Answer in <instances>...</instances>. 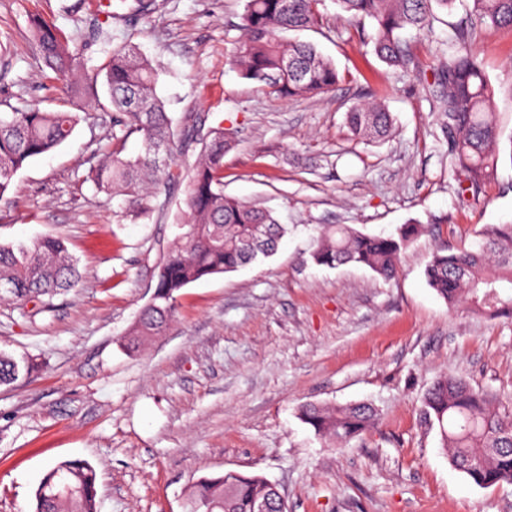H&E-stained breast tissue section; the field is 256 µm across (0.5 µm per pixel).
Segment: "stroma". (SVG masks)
Segmentation results:
<instances>
[{"mask_svg":"<svg viewBox=\"0 0 512 512\" xmlns=\"http://www.w3.org/2000/svg\"><path fill=\"white\" fill-rule=\"evenodd\" d=\"M126 0H0V112L59 109L60 82L32 40L31 16L67 39L91 20L113 42L140 45L160 72L176 127L198 139L230 128L224 192L272 210L288 227L277 252L202 280L177 297L173 321L135 351L123 338L155 286L154 271L185 219L198 148L174 154L179 180L148 216L87 175L114 148L108 99L90 101L73 137L14 177L0 207V245L64 240L76 288L35 304L0 298V352L32 370L0 385V512H32L47 469L82 460L98 475V512H184L198 477L257 473L288 512H512V484L481 488L456 470L423 415L432 381L458 373L512 395V319L449 309L424 269L440 245L463 248L488 224L512 221V30L482 34L479 57L500 99L497 175L465 194L423 81L388 68L328 0L321 28L300 32L343 77L299 100L244 78L232 57L244 0H155L148 18ZM376 98L394 118L378 145L354 141L345 112ZM426 230L391 280L368 268L315 265L327 225L390 234ZM367 402L378 424L335 449L298 417L306 403Z\"/></svg>","mask_w":512,"mask_h":512,"instance_id":"stroma-1","label":"stroma"}]
</instances>
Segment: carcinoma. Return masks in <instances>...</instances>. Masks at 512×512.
<instances>
[{
  "label": "carcinoma",
  "mask_w": 512,
  "mask_h": 512,
  "mask_svg": "<svg viewBox=\"0 0 512 512\" xmlns=\"http://www.w3.org/2000/svg\"><path fill=\"white\" fill-rule=\"evenodd\" d=\"M324 0H245V39L236 50L242 75L262 83L284 98L298 99L335 90L341 77L334 62L308 42L285 41L290 31L323 25ZM352 22L369 21L372 33L358 30L360 40L388 67L404 73L423 72L415 39L435 43L443 61L431 71L429 95L441 117L454 173L466 189L476 191L494 177L500 140L496 93L474 44L482 33L512 29V0H334ZM461 3L464 15L435 33L438 12L448 14ZM40 55L63 84V108L0 113V204L16 173L29 161L67 142L82 120L85 88L77 73L93 61V46L108 41L95 31L93 41L61 37L55 26L30 20ZM103 78L112 109V137L140 136L142 150L126 157L117 149L90 169L87 179L108 197H123L120 213L145 216L153 200L174 179L161 156L176 145L195 143L191 130H178L157 93L159 72L132 42L112 45L93 69L91 82ZM352 136L377 144L393 132V117L381 102L358 101L345 113ZM232 143L224 129L211 130L202 142L188 185L187 219L176 225L172 247L157 267L151 301L140 311L128 334L133 346L163 332L171 320L180 291L197 281L232 272L268 257L285 228L272 212L224 194V154ZM421 224H404L387 236L363 233L348 225L320 230L310 258L319 266L357 264L388 281L395 277L401 256L422 232ZM428 285L451 307L465 304L493 317H512V224H490L471 249L439 247L425 268ZM79 283L77 263L64 241L45 237L12 249L0 246V295L40 301ZM21 367L0 355V384L17 379ZM425 419L438 426L440 448L453 467L473 484L489 488L512 483V397L493 402L463 376L446 374L434 380L423 401ZM299 416L315 435L339 444L361 435L377 420L365 402L301 406ZM97 473L86 462L63 460L52 465L35 492L34 512H97ZM283 512L285 507L259 474L226 471L192 483L185 512Z\"/></svg>",
  "instance_id": "obj_1"
}]
</instances>
